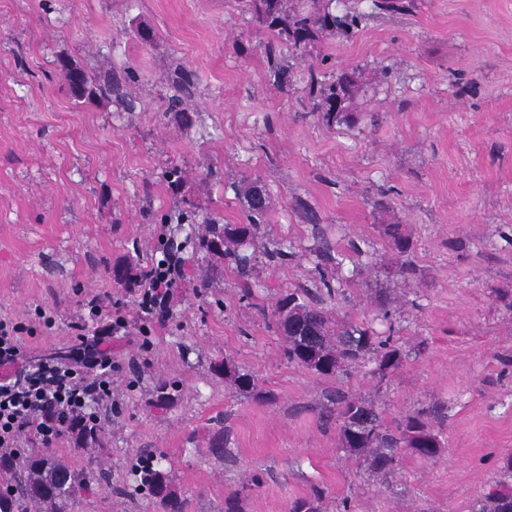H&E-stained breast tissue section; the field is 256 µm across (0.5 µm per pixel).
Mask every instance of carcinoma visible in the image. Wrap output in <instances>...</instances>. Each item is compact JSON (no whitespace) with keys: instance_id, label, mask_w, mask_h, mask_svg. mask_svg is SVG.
Here are the masks:
<instances>
[{"instance_id":"cac0c4a2","label":"carcinoma","mask_w":512,"mask_h":512,"mask_svg":"<svg viewBox=\"0 0 512 512\" xmlns=\"http://www.w3.org/2000/svg\"><path fill=\"white\" fill-rule=\"evenodd\" d=\"M241 10L267 32L263 44L268 72L278 84L286 74L283 55L278 49H288V58L303 60L313 57L302 71L301 104L322 126L331 129L348 122V110L357 86L356 72L336 63L332 54L321 49L329 38L353 40L368 21L382 13H405L414 7L415 0H371V9L362 11L348 5L349 0H301V5L288 8L287 0H238ZM129 33L145 47L153 44L154 30L135 19L130 20ZM60 74L71 97L79 106L111 100L133 113L136 101L127 88L138 82V72L131 66L105 74H95L70 60L59 62ZM172 95L165 112L173 114L185 127L195 123V112L187 107L191 74L181 67L169 78ZM163 181L174 201L171 214L160 216L159 223L176 219L179 230L191 226L184 241L177 244L169 238L163 244V258L158 261L165 269L175 272V282L192 281L199 292L211 287L217 269L203 263L205 258H222L225 267L242 277L251 274L256 256L246 247L264 232L268 224L270 203L266 184L257 174L244 176L224 184L236 198L243 200V219L237 224L224 222L218 212L199 217L197 207L182 195L186 182L180 166H170L163 173ZM205 224V233L195 234L193 226ZM381 234L391 249L404 256L412 244L402 225L384 224ZM315 267L319 273L316 291L304 289L286 291L276 302L272 312L277 332L284 341V355L293 362L320 377L340 376L367 362L375 364L372 375L378 383L390 379L409 356L396 344L393 334L376 330L374 323L389 320L391 298L378 297L377 314L359 321L338 323L323 307L326 298L343 296L341 287L324 275L327 264L335 261L328 246L314 250ZM138 256L128 255L116 260L109 271L112 285L127 293L142 287ZM96 347V356L109 353L106 337H92L78 344V349ZM76 349V350H78ZM68 349L64 356L53 355L51 360L65 362L76 353ZM213 370L224 376L235 392L253 396L257 401L272 404L275 396L259 388L256 376L237 365L230 356L214 363ZM178 388L174 381L161 380L154 388V400L165 405L173 400ZM444 409L442 405L422 406L406 413L396 427H390L374 401L365 396H352L336 390V398L325 406L326 417L336 416V430L340 449L349 457L364 464L365 471L374 480L384 479L397 469L404 454H412L425 461L435 462L445 446L439 432L432 426L431 415ZM74 444L81 448L99 446L105 440V428L100 424L66 428ZM229 434L219 432L209 438L214 460L229 457L225 445ZM139 486L146 490L147 512H184L185 498L172 485L168 473L154 457L147 456L140 466ZM86 477L72 468L69 462L54 453L32 452L25 459L14 453L0 454V512H67V506L92 493ZM289 512H323L322 493L312 491L294 499ZM470 512H512V457L506 460L503 477L486 485L473 500Z\"/></svg>"}]
</instances>
